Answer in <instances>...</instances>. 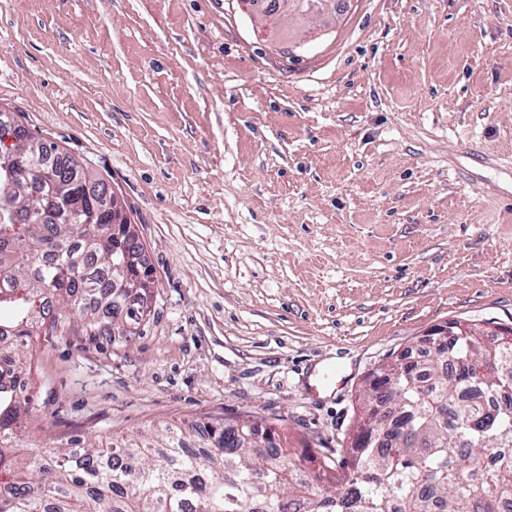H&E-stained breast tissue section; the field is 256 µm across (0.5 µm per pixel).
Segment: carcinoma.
Wrapping results in <instances>:
<instances>
[{"instance_id":"obj_1","label":"carcinoma","mask_w":512,"mask_h":512,"mask_svg":"<svg viewBox=\"0 0 512 512\" xmlns=\"http://www.w3.org/2000/svg\"><path fill=\"white\" fill-rule=\"evenodd\" d=\"M278 2L307 15L326 0ZM22 133L0 112V512H500L512 502V394L495 413L463 399L506 384L501 372L477 373L490 359L477 336L379 368L385 380L364 390L349 459L319 457L310 476L287 441L273 461L256 433L230 422L205 426L198 450L171 424L20 453L17 429L38 422L23 392L31 338L58 335L71 312L87 333H110L128 296L142 318L150 293L132 262L143 245L129 228L114 233L112 197L91 198L97 224L70 207L87 186L75 158L40 141L29 145L28 179L10 176L4 164L20 146L7 137Z\"/></svg>"}]
</instances>
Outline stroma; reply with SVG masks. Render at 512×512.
<instances>
[{
	"label": "stroma",
	"instance_id": "obj_1",
	"mask_svg": "<svg viewBox=\"0 0 512 512\" xmlns=\"http://www.w3.org/2000/svg\"><path fill=\"white\" fill-rule=\"evenodd\" d=\"M329 7L272 38L239 0H0V110L112 189L154 278L133 334L34 337L19 447L255 418L331 457L373 371L512 328V0Z\"/></svg>",
	"mask_w": 512,
	"mask_h": 512
}]
</instances>
